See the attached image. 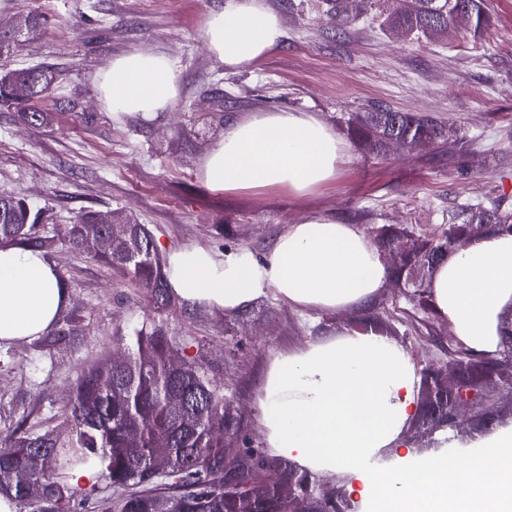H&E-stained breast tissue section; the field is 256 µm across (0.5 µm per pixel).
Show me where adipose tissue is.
<instances>
[{
  "label": "adipose tissue",
  "instance_id": "ef3b65f1",
  "mask_svg": "<svg viewBox=\"0 0 512 512\" xmlns=\"http://www.w3.org/2000/svg\"><path fill=\"white\" fill-rule=\"evenodd\" d=\"M284 37L267 0H224L202 27L210 54L231 69L257 66ZM96 87L115 118L151 121L177 99L179 68L145 46L114 58ZM347 150L315 113L254 112L225 125L200 171L216 191L304 195L335 179ZM166 273L188 307L227 314L270 295L323 313L364 310L391 276L361 227L321 215L289 224L259 257L196 245L170 251ZM427 288L459 341L473 353H495L512 311V231L468 241L434 266ZM69 302L45 253L0 243V348L47 335ZM417 380L408 349L366 330L278 354L259 388L265 446L316 475L343 474L366 512H512V429L493 432L464 456L402 454Z\"/></svg>",
  "mask_w": 512,
  "mask_h": 512
}]
</instances>
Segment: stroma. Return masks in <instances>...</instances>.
Instances as JSON below:
<instances>
[{
	"label": "stroma",
	"mask_w": 512,
	"mask_h": 512,
	"mask_svg": "<svg viewBox=\"0 0 512 512\" xmlns=\"http://www.w3.org/2000/svg\"><path fill=\"white\" fill-rule=\"evenodd\" d=\"M221 2L0 0V31L23 11L48 19L40 34L19 38L0 56V75L38 65L61 73L57 90L39 103L47 124H21L14 108L0 106V195L26 198L51 231L66 230L85 208L117 210L148 225L165 253L201 245L257 256L306 214L433 233L468 201L504 191L512 207V0H488L491 25L481 37L436 43L394 35L372 14L343 23L327 15V0H268L286 37L244 70L224 67L202 43L203 22ZM144 46L177 62L179 96L153 121L115 119L97 99L96 78L113 58ZM373 104L432 114L461 128L469 149L458 161L431 160L422 151L381 157L353 146L333 181L300 196L282 189L224 193L200 175L202 157L229 120L297 110L335 127ZM51 258L70 281V304L81 310L85 333L50 356L26 341L0 350L2 436L23 421L68 441L62 420L77 373L101 358L127 356L115 328L152 313L143 290L113 278L68 240ZM160 320L223 383L253 448L264 445L259 380L275 354L368 327L406 347L418 370L441 369L452 334L447 321L415 309L391 287L369 311L303 312L270 297L234 315L186 307ZM507 379L504 372L474 373L480 401L449 432L451 443L469 446L512 426Z\"/></svg>",
	"instance_id": "1"
}]
</instances>
